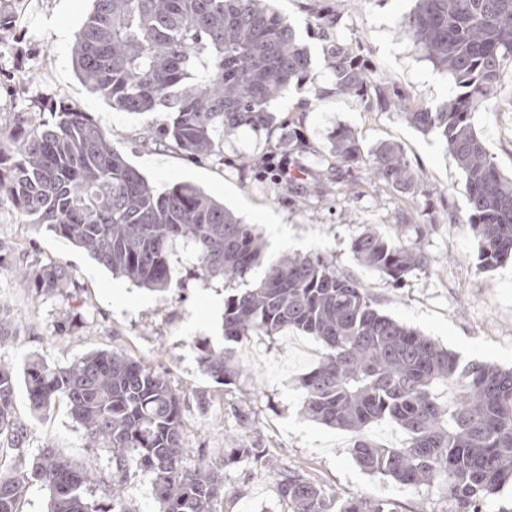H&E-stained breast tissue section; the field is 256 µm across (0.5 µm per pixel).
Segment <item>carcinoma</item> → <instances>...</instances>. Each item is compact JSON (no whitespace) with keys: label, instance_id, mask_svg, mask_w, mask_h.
I'll list each match as a JSON object with an SVG mask.
<instances>
[{"label":"carcinoma","instance_id":"obj_1","mask_svg":"<svg viewBox=\"0 0 512 512\" xmlns=\"http://www.w3.org/2000/svg\"><path fill=\"white\" fill-rule=\"evenodd\" d=\"M24 0L0 9V45ZM342 20L325 11L318 30L328 43L332 91L368 108L395 109L423 133L436 134L464 174L466 224L482 267L512 256V177L499 171L471 120L489 101L503 70L512 67V0H415L399 22L437 70L460 92L430 108L388 91L358 62L352 49L331 38ZM73 65L79 80L117 112L168 113L149 131L193 160L224 154V137L242 127L266 131L270 111L291 88L318 99L326 93L313 74L308 47L271 0H92L75 35ZM56 120L11 135L16 160L0 170V189L31 224H45L112 274L141 288L166 292L180 285L172 256L187 255L201 280L229 286L261 264L263 244L242 222L198 186L182 182L160 192L112 147L87 113L66 106ZM288 155L307 156L314 188L327 185L325 166L365 160L377 182L393 189L431 192L401 149L381 145L361 154L354 134L341 128L327 153L299 131L288 133ZM355 260L394 287L425 264L416 239H389L369 230L352 244ZM35 287L65 286L61 267L30 268ZM295 329L319 341L321 360L300 380L304 412L348 432L356 463L369 474L441 492L451 512H485L512 479V369L459 356L380 313L355 277L319 254L285 255L263 280L224 299V348L207 347L199 362L220 385L244 372L230 345L251 335ZM17 374L0 366V438L19 445L14 417ZM32 410L65 400L91 448L112 456L108 506L87 497L96 475L54 448L39 450L21 469H0V512H18L37 486L46 512H133L122 498L121 476L134 465L152 476L161 512H213L224 499V471L210 463L183 466L181 399L167 378L115 351H93L65 368L29 358L23 370ZM404 433L398 444L370 437L380 421ZM264 462L291 512H398L388 500L347 497L331 510L318 483L297 467L277 465L263 448L243 442L224 449V463Z\"/></svg>","mask_w":512,"mask_h":512}]
</instances>
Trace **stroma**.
I'll list each match as a JSON object with an SVG mask.
<instances>
[{"label": "stroma", "instance_id": "1", "mask_svg": "<svg viewBox=\"0 0 512 512\" xmlns=\"http://www.w3.org/2000/svg\"><path fill=\"white\" fill-rule=\"evenodd\" d=\"M274 6L309 46L322 86H329L330 76L316 16L336 6L343 14L337 40L352 46L363 66L388 87L431 107L455 91L451 77L437 71L397 30L412 0H274ZM91 7V0H26L9 40L0 45V129H16L24 118L33 124L53 121L55 108L62 106L88 112L158 189L195 183L256 225L268 257L286 252L328 257L357 278L381 313L462 361L512 367V260L490 270L480 267L477 243L465 226V178L436 135L353 98L328 94L306 106L294 91L271 105L279 126L260 134L239 130L225 138L223 157L189 159L167 144L144 140L164 113L113 111L77 78L72 47ZM472 120L501 172L512 175L511 69L503 71L493 99L477 108ZM292 127L319 148L339 128L351 130L366 152L396 144L430 191L386 188L360 167L340 169L341 191L322 195L314 192L304 172L307 161L300 157L294 160L301 170L294 182L275 180L263 174L261 163L272 152L287 155ZM369 228L391 239H419L427 264L409 276L405 287H391L355 261L352 244ZM174 262L183 275L179 287L165 293L138 288L44 226L27 223L9 199L0 200V316L15 331L0 344V364L20 370L37 353L63 368L96 350L121 352L162 372L181 396L185 466L219 461L236 440L247 439L275 462L309 471L328 499L362 496L390 500L398 512H449L447 499L429 487L404 486L362 471L350 453L348 433L306 416L299 381L317 365L321 350L312 337L295 330L247 337L234 346L243 375L236 384H216L198 357L201 346L224 345L229 290L223 280L203 282L186 275L183 253H176ZM32 266L62 267L69 287L38 290L23 276ZM14 408L25 438L19 450L0 454V466L27 465L48 445L102 479L110 478L109 453L87 447L64 400L33 415L20 384ZM224 485L217 512L288 510L265 466L227 467ZM122 491L133 512H160L149 473L130 467Z\"/></svg>", "mask_w": 512, "mask_h": 512}]
</instances>
